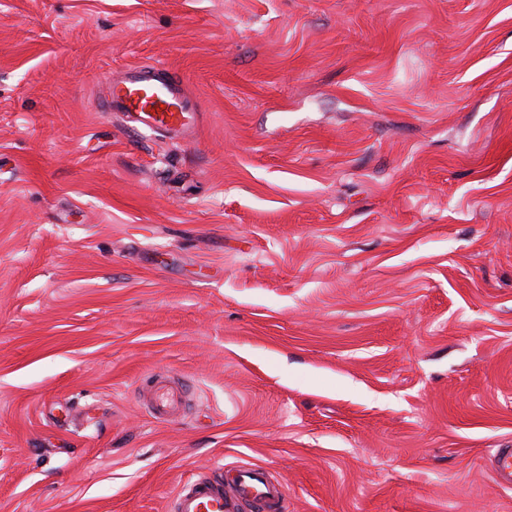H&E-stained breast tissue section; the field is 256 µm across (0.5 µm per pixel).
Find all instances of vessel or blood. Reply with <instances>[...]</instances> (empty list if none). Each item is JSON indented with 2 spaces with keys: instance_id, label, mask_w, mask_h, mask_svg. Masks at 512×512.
Instances as JSON below:
<instances>
[{
  "instance_id": "obj_1",
  "label": "vessel or blood",
  "mask_w": 512,
  "mask_h": 512,
  "mask_svg": "<svg viewBox=\"0 0 512 512\" xmlns=\"http://www.w3.org/2000/svg\"><path fill=\"white\" fill-rule=\"evenodd\" d=\"M105 111L126 112L139 128L165 131L189 140L196 135L203 109L177 77L151 65L128 67L107 84ZM495 481L512 486V448L499 449L493 460ZM284 489L259 469L240 467L220 478L195 477L174 497L173 512H283Z\"/></svg>"
}]
</instances>
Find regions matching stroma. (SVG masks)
<instances>
[{
    "mask_svg": "<svg viewBox=\"0 0 512 512\" xmlns=\"http://www.w3.org/2000/svg\"><path fill=\"white\" fill-rule=\"evenodd\" d=\"M159 63L193 140L97 105ZM499 448L512 0H0V512H512ZM495 481L503 487L512 486V448H499L493 460ZM285 495L281 483L272 482L259 469L239 467L218 479L197 476L184 482L174 497L173 512H282Z\"/></svg>",
    "mask_w": 512,
    "mask_h": 512,
    "instance_id": "1",
    "label": "stroma"
}]
</instances>
